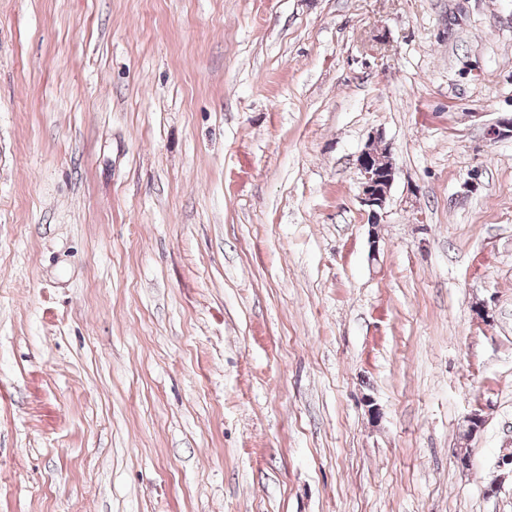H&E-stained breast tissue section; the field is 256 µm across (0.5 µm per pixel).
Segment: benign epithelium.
<instances>
[{"mask_svg": "<svg viewBox=\"0 0 512 512\" xmlns=\"http://www.w3.org/2000/svg\"><path fill=\"white\" fill-rule=\"evenodd\" d=\"M489 140L495 142L512 138V115L504 116L487 130ZM395 169L391 161L390 149L380 147L378 142L369 141L357 157V182L360 199L368 210L369 224L372 225L371 248L378 252L381 211L384 210Z\"/></svg>", "mask_w": 512, "mask_h": 512, "instance_id": "benign-epithelium-1", "label": "benign epithelium"}]
</instances>
